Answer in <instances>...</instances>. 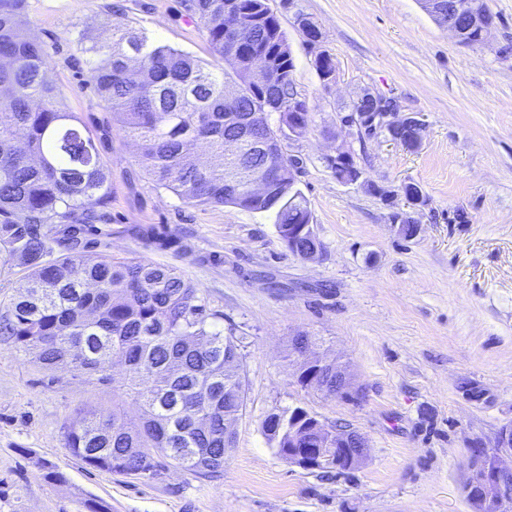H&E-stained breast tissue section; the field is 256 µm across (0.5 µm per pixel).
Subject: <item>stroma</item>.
<instances>
[{
    "label": "stroma",
    "instance_id": "stroma-1",
    "mask_svg": "<svg viewBox=\"0 0 512 512\" xmlns=\"http://www.w3.org/2000/svg\"><path fill=\"white\" fill-rule=\"evenodd\" d=\"M287 36L296 90L308 107L301 160L305 195L323 251L290 253L271 218L182 202L149 181L133 140L87 82L77 44L88 32L143 29L159 43L222 67L184 0H28L32 34L49 46L48 77L90 129L112 173L110 219L89 236L102 259L136 256L189 280L221 326L243 338L246 409L236 446L215 478L168 463L156 476L87 468L66 447L75 411H111V383L66 366L47 369L0 337V512H470L463 487L471 449L493 446L512 424V0H487L495 17L468 47L418 0H269ZM315 22L338 78L324 85L317 50L297 18ZM395 98L423 119L417 150L342 119L364 92ZM350 148L366 180L417 184L420 234L392 226L404 198L385 201L339 182L328 158ZM177 237L157 250L142 231ZM308 334L346 364L354 394L329 396L293 377L288 344ZM302 407L368 442L357 470H304L280 459L262 422ZM65 474L49 482V470Z\"/></svg>",
    "mask_w": 512,
    "mask_h": 512
}]
</instances>
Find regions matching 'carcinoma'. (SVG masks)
<instances>
[{
    "label": "carcinoma",
    "instance_id": "obj_1",
    "mask_svg": "<svg viewBox=\"0 0 512 512\" xmlns=\"http://www.w3.org/2000/svg\"><path fill=\"white\" fill-rule=\"evenodd\" d=\"M239 39L224 36V0H185L211 50L227 65L214 72L144 30L116 29L112 40L82 33L89 85L135 141L146 176L191 205L231 206L274 219L278 236L308 223L306 199L288 175V154L251 147L237 167L225 139L247 123L269 124L288 108L294 62L268 0H239ZM265 52L272 83L250 81V54ZM48 47L31 33L26 0H0V272L15 259L28 269L25 292L0 311V336L46 368L69 363L101 374L138 403L139 415L78 411L64 427L67 448L85 465L120 476L155 475L164 457L214 477L235 447L229 416L246 408L241 337L222 330L198 289L174 269L137 258L100 260L86 234L105 220L112 173L98 136L63 104L46 76ZM242 97L224 104L228 79ZM205 143L201 165L194 149ZM274 171L270 191L252 173ZM236 183L224 193V178ZM126 376L106 374L111 360ZM272 447L288 456V424L262 422Z\"/></svg>",
    "mask_w": 512,
    "mask_h": 512
}]
</instances>
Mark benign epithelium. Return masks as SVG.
I'll return each mask as SVG.
<instances>
[{
	"label": "benign epithelium",
	"instance_id": "7a95c632",
	"mask_svg": "<svg viewBox=\"0 0 512 512\" xmlns=\"http://www.w3.org/2000/svg\"><path fill=\"white\" fill-rule=\"evenodd\" d=\"M424 6L441 26L450 31L458 40L464 35L476 32L479 42H484L494 21L486 6V0H425ZM299 28L308 45L318 49L315 64H320L326 52L321 50L322 32L314 22L297 18ZM252 82L263 85L268 78V62L263 55H253ZM364 97L376 99V111L366 114L356 113L344 117L343 122L355 126L358 132L372 136L383 131L392 141L405 148L420 145L424 124L413 115L395 109L394 101L381 94L367 92ZM242 142H252L261 147L283 149L279 132L266 130L262 135L245 129L238 136L229 139L228 145L235 149L233 156L240 152L236 146ZM330 165L342 169H356L352 152L341 146L336 155L329 158ZM398 235L412 232L416 237L421 225L411 214L393 221ZM309 239V247L302 253L295 245L296 234L288 235V251L304 260L316 258L323 250L314 224L301 225L297 234ZM292 350L296 355L299 379L312 380V386L329 395L349 396L353 386L346 368L339 366L313 351L312 337L298 335L291 339ZM369 445L358 432L347 428L328 426L305 409L297 411L288 423V464L304 470H315L320 465H330L336 471H350L359 468L368 456ZM512 479V426L500 429L491 448H474L468 460V477L463 492L472 512H512V496L503 492L504 484Z\"/></svg>",
	"mask_w": 512,
	"mask_h": 512
}]
</instances>
